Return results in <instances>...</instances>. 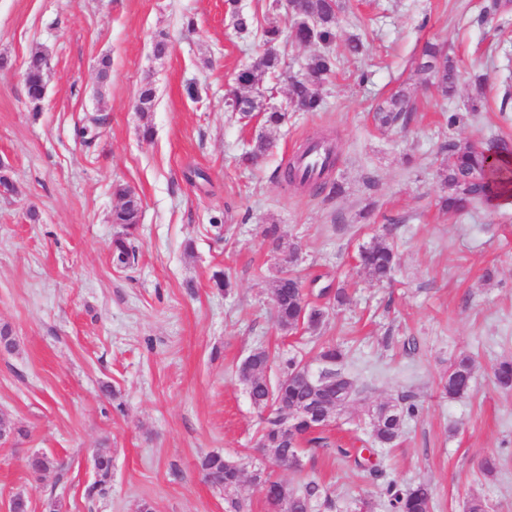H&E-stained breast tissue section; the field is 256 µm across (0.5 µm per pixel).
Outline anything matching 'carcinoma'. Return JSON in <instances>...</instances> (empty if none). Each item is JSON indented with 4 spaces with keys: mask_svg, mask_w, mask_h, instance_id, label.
<instances>
[{
    "mask_svg": "<svg viewBox=\"0 0 512 512\" xmlns=\"http://www.w3.org/2000/svg\"><path fill=\"white\" fill-rule=\"evenodd\" d=\"M295 7L290 9L293 19V39L305 44L325 45L336 41V31L341 11L340 0H291ZM283 32L274 25L262 30L264 51L255 61L241 69L236 75V83L242 89L259 92L267 79L282 70L280 44ZM336 57L319 51L306 61L298 77L288 78L289 105L304 111L316 112L322 107L321 90L328 78L336 71ZM46 54L37 49L31 52L25 68L27 98L32 111H41V101L45 96L44 72ZM416 73L425 76V80L437 85L442 98L446 99L455 92L456 66L452 58L438 45L428 43L419 56ZM228 105L239 113L245 123L258 116L266 129H276L288 120L287 110H257L255 98L234 92ZM483 108L480 99L471 100L464 111H454L448 116V126L456 127L467 120V115L479 112ZM412 104L405 94L397 92L379 102L374 108V118L382 127H390L398 122H406ZM271 141L264 133L253 140L251 150L242 160L256 163L269 149ZM447 157L443 160L438 177L445 186L444 193L438 199L439 209L445 213H457L475 203L491 204L499 195L512 190V171L490 161V156L508 151L506 142L492 140L480 147L470 143L450 142L444 146ZM337 153L329 151L322 169L312 174L302 170L296 162L288 164L284 177L290 184L307 187L314 193L325 190L326 176L332 171ZM115 195L121 204L112 211V223L122 226V232L112 241L116 264L130 267L135 263V250L128 243V236L137 229L141 219L142 205L137 198L127 195V187L117 184ZM265 234L271 238L276 248L288 253V264L297 260L295 245L283 239L278 226L271 224L265 228ZM357 260L372 278L384 281L389 278L395 264L396 253L393 245L385 239H379L359 248ZM271 296L274 303L278 326L288 332L299 327L309 332H317L325 322V308L307 300L302 280L296 275L278 276L272 284ZM316 358L322 363L338 366L343 360L342 350L332 344L319 346ZM275 362L267 348L253 350L250 362L241 364L238 377L246 387L248 396L259 409L273 407V411L264 418L261 428L260 445L271 458L298 456L293 467L300 466L299 455L302 444H321L324 438L317 435L311 423L299 416V410L309 405L314 416L324 418L332 415L333 407L328 403L312 398L307 383L299 377L300 361L290 357L279 363L276 379L269 372ZM474 374V360L468 355L456 358L448 367V377L442 382L441 394L450 400L467 397L471 390ZM492 379L496 387L512 389V358H503L492 370ZM416 406L400 403H381L372 410L370 418V438L381 446H394L401 434L404 418L414 413ZM97 462L95 480L89 492L102 491L112 477V457L104 449L95 455ZM52 461L44 454L36 453L27 461V469L34 475L47 471ZM200 467L210 485L222 490L236 487L243 476V468L238 464L228 466L224 456L219 453L205 455ZM254 480L274 492L265 496L270 512H310L312 502L319 495V486L307 484L302 490H295L288 484L273 480L258 471ZM391 512H431L432 490L426 483L403 488L390 481L383 488Z\"/></svg>",
    "mask_w": 512,
    "mask_h": 512,
    "instance_id": "1",
    "label": "carcinoma"
}]
</instances>
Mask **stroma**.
<instances>
[{
  "label": "stroma",
  "instance_id": "stroma-1",
  "mask_svg": "<svg viewBox=\"0 0 512 512\" xmlns=\"http://www.w3.org/2000/svg\"><path fill=\"white\" fill-rule=\"evenodd\" d=\"M272 2L239 0L254 18L240 34L225 0H0V173L15 186L0 194V328L16 342L0 350V414L18 429L0 441V512L18 494L31 512H137L144 501L153 512H234L236 501L269 512L257 469L296 489L317 483L314 512H389L382 488L391 480L429 483L433 512H464L474 495L489 512H512V390L491 381L493 365L512 356V208L448 215L434 204L444 144L512 143V112L500 109L512 0L495 12L492 0H342L322 110L289 112L267 132V155L246 165L262 126L241 125L224 101L262 52L263 28L290 25ZM161 31L170 50L156 59ZM354 35L364 44L356 56L346 49ZM428 42L457 62L451 99L414 70ZM36 48L49 61L38 112L23 81ZM105 56L112 71L102 82ZM147 82L157 101L143 114L135 102ZM398 90L415 106L411 120L380 130L371 106ZM473 98L482 112L449 128V113ZM91 116L102 125L90 142ZM320 132L337 146L338 195L282 179ZM118 181L142 202L127 268L112 261ZM270 224L299 245L310 300L327 286L349 293L318 335L275 323L270 287L281 266L263 235ZM381 235L399 254L387 283L355 263ZM224 272L232 291L215 284ZM324 342L343 345L342 370L358 393L325 428L326 446L306 447L300 468H275L256 449L261 414L237 367L263 346L317 370ZM462 353L475 359L472 392L451 402L440 380ZM404 395L417 409L397 446L372 445L371 410ZM342 447L368 449L377 475ZM100 448L112 456V480L91 498ZM209 452L244 466L236 489L206 482L199 459ZM34 453L55 469L31 477ZM489 455L500 462L491 478L480 471Z\"/></svg>",
  "mask_w": 512,
  "mask_h": 512
}]
</instances>
